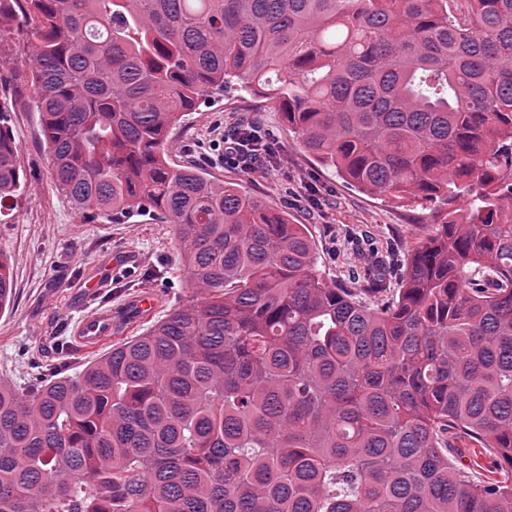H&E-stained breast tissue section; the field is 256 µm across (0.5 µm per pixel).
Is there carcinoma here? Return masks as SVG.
<instances>
[{
	"label": "carcinoma",
	"mask_w": 512,
	"mask_h": 512,
	"mask_svg": "<svg viewBox=\"0 0 512 512\" xmlns=\"http://www.w3.org/2000/svg\"><path fill=\"white\" fill-rule=\"evenodd\" d=\"M448 2L0 0L57 190L172 225L193 290L74 375L0 379V512H512V0ZM231 85L346 182L442 205L397 290L168 163ZM19 151L0 123V209Z\"/></svg>",
	"instance_id": "obj_1"
}]
</instances>
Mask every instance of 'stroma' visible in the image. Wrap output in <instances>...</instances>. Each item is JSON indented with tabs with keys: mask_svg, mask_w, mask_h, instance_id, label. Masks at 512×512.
Instances as JSON below:
<instances>
[{
	"mask_svg": "<svg viewBox=\"0 0 512 512\" xmlns=\"http://www.w3.org/2000/svg\"><path fill=\"white\" fill-rule=\"evenodd\" d=\"M32 44L25 30L0 35V113L19 144L26 179L22 198L0 223V250L11 260L14 286L11 306L0 314V378L21 388L42 375L78 373L99 357V350L80 349L73 339L88 313L111 312L118 336L126 338L191 295L171 225L148 215L123 224L92 221L56 191L23 65ZM236 123L258 124L270 138L277 153L269 167L224 164L217 142ZM169 158L266 198L292 223L307 225L318 267L331 282L363 276L385 253L405 269L409 250L430 230V204L346 183L312 160L277 109L235 87L206 97L182 118L170 134ZM303 184L317 188L318 203L295 199ZM145 293L157 297V308L132 315L131 302Z\"/></svg>",
	"mask_w": 512,
	"mask_h": 512,
	"instance_id": "stroma-1",
	"label": "stroma"
}]
</instances>
